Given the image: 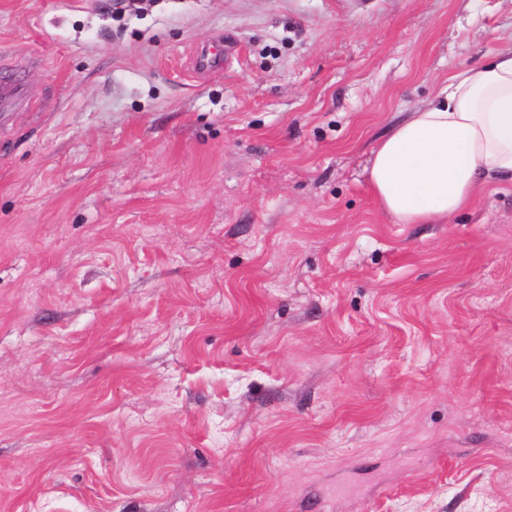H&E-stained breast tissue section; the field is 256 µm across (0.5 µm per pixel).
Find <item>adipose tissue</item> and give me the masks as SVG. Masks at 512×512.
Returning a JSON list of instances; mask_svg holds the SVG:
<instances>
[{
	"instance_id": "1",
	"label": "adipose tissue",
	"mask_w": 512,
	"mask_h": 512,
	"mask_svg": "<svg viewBox=\"0 0 512 512\" xmlns=\"http://www.w3.org/2000/svg\"><path fill=\"white\" fill-rule=\"evenodd\" d=\"M369 183L400 224L450 218L480 187L512 184V50L450 73L427 107L379 142Z\"/></svg>"
}]
</instances>
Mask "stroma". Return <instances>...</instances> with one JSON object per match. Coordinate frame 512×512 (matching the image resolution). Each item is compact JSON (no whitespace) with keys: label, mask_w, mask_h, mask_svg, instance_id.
Segmentation results:
<instances>
[{"label":"stroma","mask_w":512,"mask_h":512,"mask_svg":"<svg viewBox=\"0 0 512 512\" xmlns=\"http://www.w3.org/2000/svg\"><path fill=\"white\" fill-rule=\"evenodd\" d=\"M509 45L512 0H0V512H512V184L369 185ZM194 69L199 72H214L224 68V50L205 46L198 49L193 57ZM27 98V87L22 81L10 76L2 77L0 79V124L16 104L26 101Z\"/></svg>","instance_id":"obj_1"}]
</instances>
